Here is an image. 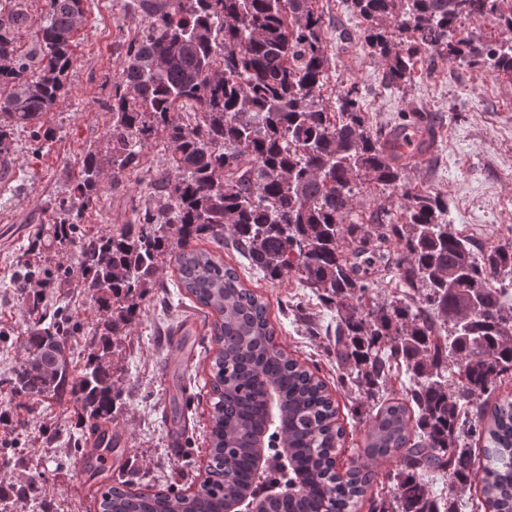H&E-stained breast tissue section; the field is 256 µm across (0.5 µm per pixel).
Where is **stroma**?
<instances>
[{"label": "stroma", "mask_w": 512, "mask_h": 512, "mask_svg": "<svg viewBox=\"0 0 512 512\" xmlns=\"http://www.w3.org/2000/svg\"><path fill=\"white\" fill-rule=\"evenodd\" d=\"M334 22L328 31L330 68L322 90L333 107L342 88L356 86L373 130L389 129L398 112L418 109L435 118L437 152L431 162L409 170L405 182L414 191H431L448 200L454 224H483L491 243H512V77L494 68H467L431 55L422 72L405 86L381 82L382 61L370 52L363 29L343 0H313ZM145 30L142 18L129 15L127 0H84V18L74 37L67 92L44 117L54 138L36 150L28 128H17L10 153L0 154V483L27 484L31 498L8 512H33L46 502L50 512H100L98 488L125 474L136 487L156 492L175 487L198 489L209 455L210 379L213 344L210 316L193 297L174 285L175 271L162 265L159 285L140 299L141 312L112 357L120 398L112 428L119 437L106 468L89 465L63 441L65 434L89 432L80 407L69 400L29 403L8 383L27 356L24 339L31 323L27 297L31 286L13 277L30 243L42 235L70 200L81 179L83 157L103 149L111 114L104 105L112 80L122 69L128 28ZM160 143L144 150L138 171L104 184L84 210L80 227L88 233L128 223L135 209L152 205V176L165 169ZM225 263L238 270L245 286L264 297L279 346L322 379L337 408L344 436L337 456L341 469L361 461L370 403L341 380L333 354L320 334L336 320L335 309L295 275L263 279L248 261L228 252ZM50 305L67 308L79 324L69 346L76 367H83L87 344L100 313L77 284L48 291ZM180 424H173V410ZM192 439L190 448L173 451L175 428ZM59 430L49 443L44 429Z\"/></svg>", "instance_id": "35a3bbf8"}]
</instances>
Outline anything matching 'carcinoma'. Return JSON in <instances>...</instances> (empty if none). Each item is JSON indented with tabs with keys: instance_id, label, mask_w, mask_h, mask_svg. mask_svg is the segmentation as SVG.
<instances>
[{
	"instance_id": "cac0c4a2",
	"label": "carcinoma",
	"mask_w": 512,
	"mask_h": 512,
	"mask_svg": "<svg viewBox=\"0 0 512 512\" xmlns=\"http://www.w3.org/2000/svg\"><path fill=\"white\" fill-rule=\"evenodd\" d=\"M364 26L366 45L385 61L384 82L410 81L428 52L512 75V38L489 44L461 36L463 21L495 15L512 32L502 0H345ZM34 50L17 34L28 15L0 9V153L15 128L53 139L42 118L61 98L72 65L71 43L83 0H46ZM147 33L129 45L112 80V122L106 147L87 154L77 194L32 244L16 278L43 292L68 283L70 269H52L38 255L78 247L81 284L102 311L81 370L67 345L77 323L61 308L40 315L25 339L28 356L11 380L32 402L74 398L92 423L93 441L73 440L82 457L99 448V421L115 417L112 356L136 316L138 299L156 284L160 264L174 258L176 287L215 319L212 360L210 477L191 496L170 488L153 494L114 479L100 491V512H224L227 499L250 495L261 512H354L379 466L390 463L389 497L380 512L441 509L428 477L481 484L490 512H512V401L485 417L478 400L512 380V247L478 253L448 219L438 193L413 192L404 172L429 160L432 126L420 117L374 132L358 88L321 95L328 55L323 20L312 0H131ZM192 103L200 118L176 109ZM171 149L161 180L166 198L120 228L87 234L77 219L104 179L141 166L156 139ZM372 182L401 194L404 208L380 206L364 224L351 218L360 186ZM208 240L231 248L251 268L276 280L298 274L336 309V361L342 377L367 397L388 389L394 370L410 376L406 398L374 405L365 420L362 465L340 479L330 465L343 429L324 382L274 340L263 297L243 286L220 254L188 247ZM382 271L404 288L382 304L367 295ZM509 281L494 288L491 280ZM457 368L448 387L443 374ZM282 428L268 430V398ZM489 448L476 457L461 442L463 427ZM285 449L283 484L255 467L257 435Z\"/></svg>"
}]
</instances>
